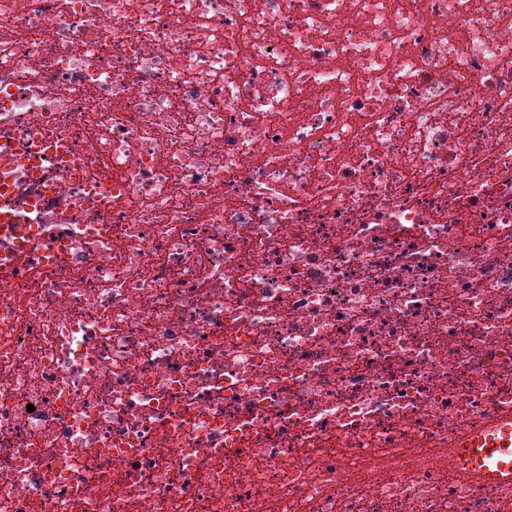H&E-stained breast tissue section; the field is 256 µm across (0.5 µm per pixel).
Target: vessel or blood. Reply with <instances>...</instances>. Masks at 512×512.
<instances>
[{
  "label": "vessel or blood",
  "instance_id": "obj_1",
  "mask_svg": "<svg viewBox=\"0 0 512 512\" xmlns=\"http://www.w3.org/2000/svg\"><path fill=\"white\" fill-rule=\"evenodd\" d=\"M27 232L15 228L9 247L0 250L6 273H13L27 257L32 243ZM453 467L466 478L488 485L512 484V414L489 418L459 437L454 445Z\"/></svg>",
  "mask_w": 512,
  "mask_h": 512
}]
</instances>
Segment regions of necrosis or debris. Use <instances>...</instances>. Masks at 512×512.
<instances>
[{
	"label": "necrosis or debris",
	"mask_w": 512,
	"mask_h": 512,
	"mask_svg": "<svg viewBox=\"0 0 512 512\" xmlns=\"http://www.w3.org/2000/svg\"><path fill=\"white\" fill-rule=\"evenodd\" d=\"M0 512H512V0H0ZM22 227L23 226H18L9 233L10 239H14L12 240V244L4 248L1 253V256L7 258L4 262V266L6 273L9 275L25 260L32 246V242L29 239H23L28 236V233L25 229L23 230ZM453 467L466 478L488 485L512 484V414L489 418L454 444Z\"/></svg>",
	"instance_id": "1"
}]
</instances>
